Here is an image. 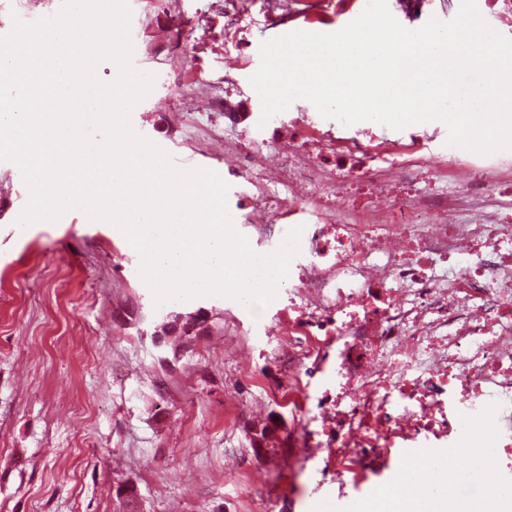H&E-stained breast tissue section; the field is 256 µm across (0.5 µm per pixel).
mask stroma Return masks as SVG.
<instances>
[{
    "label": "stroma",
    "instance_id": "1",
    "mask_svg": "<svg viewBox=\"0 0 512 512\" xmlns=\"http://www.w3.org/2000/svg\"><path fill=\"white\" fill-rule=\"evenodd\" d=\"M134 58L155 73L151 94L132 112L134 128L180 167L226 177L235 226L258 254L285 237L270 225L257 238L246 224L224 150L206 144L210 126L228 136L245 131L238 115L260 120L250 83L261 42L293 31L333 33L357 18L363 0H297L299 16L267 22L264 0H249L234 30L213 0H129ZM390 11L415 30L430 18L451 20L460 0H413ZM230 93L236 116L218 97ZM284 118H301L345 142L387 138L416 142L422 155L449 152L440 121L396 131L372 121L346 126L323 118L307 100ZM28 190L14 163L0 161V512H354L394 479L410 448H397L388 468L372 467L338 487L325 462L296 448L288 404L291 378L280 350L279 323L288 290L253 319L237 301L200 297L155 305L139 276L140 256L117 228L76 210L57 222L20 227ZM209 314L208 330L184 343L162 335L172 310ZM270 425L265 450L253 429Z\"/></svg>",
    "mask_w": 512,
    "mask_h": 512
}]
</instances>
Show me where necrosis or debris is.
<instances>
[{
    "label": "necrosis or debris",
    "mask_w": 512,
    "mask_h": 512,
    "mask_svg": "<svg viewBox=\"0 0 512 512\" xmlns=\"http://www.w3.org/2000/svg\"><path fill=\"white\" fill-rule=\"evenodd\" d=\"M275 144L280 163L265 161ZM234 171L277 185L246 220L302 227L307 260L288 286L297 302L282 331L294 379L336 346V481L386 459L397 444L486 437L478 493L512 487V211L504 169L449 165L384 140L338 143L303 120L270 136L224 142ZM388 165H379V158ZM352 208L338 222L336 209Z\"/></svg>",
    "instance_id": "4bbe7bcc"
}]
</instances>
